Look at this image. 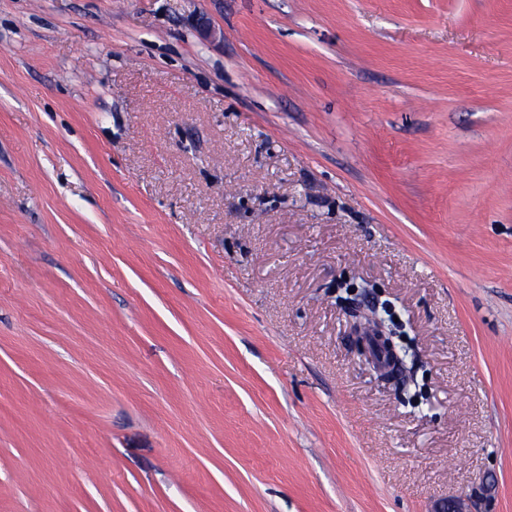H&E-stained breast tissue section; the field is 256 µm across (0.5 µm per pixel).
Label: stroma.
<instances>
[{
  "mask_svg": "<svg viewBox=\"0 0 512 512\" xmlns=\"http://www.w3.org/2000/svg\"><path fill=\"white\" fill-rule=\"evenodd\" d=\"M451 500L512 512V0H0V512ZM369 336H366L367 345L362 341L360 352L370 363L381 379H390L396 376L402 368L403 361L396 351L392 337L386 332L379 320L372 323ZM379 346L382 349L381 356L377 359L372 355V348Z\"/></svg>",
  "mask_w": 512,
  "mask_h": 512,
  "instance_id": "35a3bbf8",
  "label": "stroma"
}]
</instances>
